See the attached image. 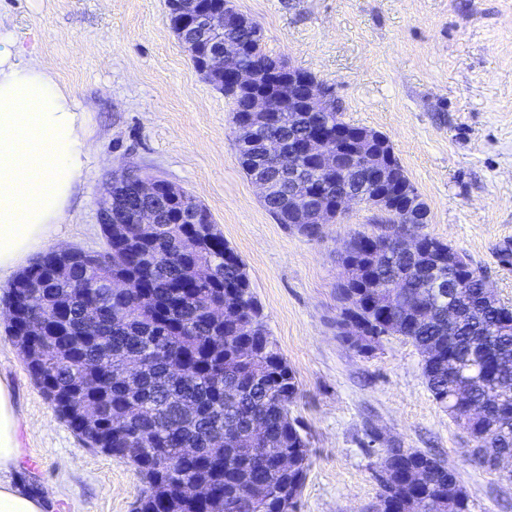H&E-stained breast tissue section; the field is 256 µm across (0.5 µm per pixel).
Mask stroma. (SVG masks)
<instances>
[{"mask_svg": "<svg viewBox=\"0 0 512 512\" xmlns=\"http://www.w3.org/2000/svg\"><path fill=\"white\" fill-rule=\"evenodd\" d=\"M268 54L332 86L343 120L386 135L429 216L423 232L483 270L512 306V0H233ZM166 0H0V32L37 57L89 112L90 161L47 248L99 251L112 175L158 176L192 192L247 265L266 324L300 382L294 413L311 466L297 512H375L384 448L434 454L473 512H512V479L468 459L462 426L433 399L421 356L387 336L368 355L337 321L340 255L379 212L351 205L308 239L279 224L240 168L232 104L196 72ZM0 302V378L19 416L13 475L45 512H134L145 483L88 447L30 378Z\"/></svg>", "mask_w": 512, "mask_h": 512, "instance_id": "obj_1", "label": "stroma"}]
</instances>
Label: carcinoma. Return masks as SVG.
<instances>
[{
    "mask_svg": "<svg viewBox=\"0 0 512 512\" xmlns=\"http://www.w3.org/2000/svg\"><path fill=\"white\" fill-rule=\"evenodd\" d=\"M224 39L245 46L243 66L276 79L263 85L274 108L268 118L242 111L252 90L219 74L203 75L231 100L233 122L256 125L252 138L237 145L238 161L247 176L268 184L263 202L278 223L317 239L312 217L329 221L338 185L359 194L364 205L382 193L416 192L387 138L388 182L373 178L360 155L337 172L318 173L306 145L318 132L336 145L338 112L288 106L287 65L264 51L256 22L235 14V22L224 25ZM272 138L283 147L276 162L267 157ZM298 180L306 192L316 181L325 191L300 211L288 199ZM135 183L124 177L112 185V229H103L102 261L60 257L52 249L15 277L4 299L8 332L34 384L68 427L139 470L148 489L136 512H294L310 459L307 433L292 411L299 382L267 330L246 265L193 194L167 198L166 180L158 186L157 223H137L149 201L138 197ZM402 229L384 224L350 237L342 263L362 274L340 284L338 327L357 317L374 335L355 348L360 354L374 351L384 336L410 341L434 400L473 442L472 462L492 470L500 454L512 453V309L483 302V275L469 262L451 272H426L430 257L397 250ZM59 263L68 270L57 271ZM198 267L211 270V279L197 278ZM435 276L465 285L442 294L429 287ZM111 278L134 282L133 292L109 291ZM450 306L456 312L451 323ZM216 307L224 308L221 322L212 316ZM33 320L38 329L23 335ZM450 361L453 375L446 370ZM460 383L469 386L463 402L455 396ZM84 402L99 407L93 427L79 412ZM254 421L266 431L256 446L225 435L231 423L245 428ZM184 448L196 452L185 456ZM285 458L291 461L286 469ZM381 469L387 478L380 481L377 512H406L414 499L425 501L424 512H472L463 486L428 452L385 448ZM410 471L426 473L427 481L408 482ZM194 482L209 495H194Z\"/></svg>",
    "mask_w": 512,
    "mask_h": 512,
    "instance_id": "obj_1",
    "label": "carcinoma"
}]
</instances>
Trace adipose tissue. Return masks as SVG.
<instances>
[{"mask_svg": "<svg viewBox=\"0 0 512 512\" xmlns=\"http://www.w3.org/2000/svg\"><path fill=\"white\" fill-rule=\"evenodd\" d=\"M88 118L36 59L0 37V274L23 265L66 223L90 155ZM18 416L0 380V512H43L39 495L15 488Z\"/></svg>", "mask_w": 512, "mask_h": 512, "instance_id": "obj_1", "label": "adipose tissue"}]
</instances>
